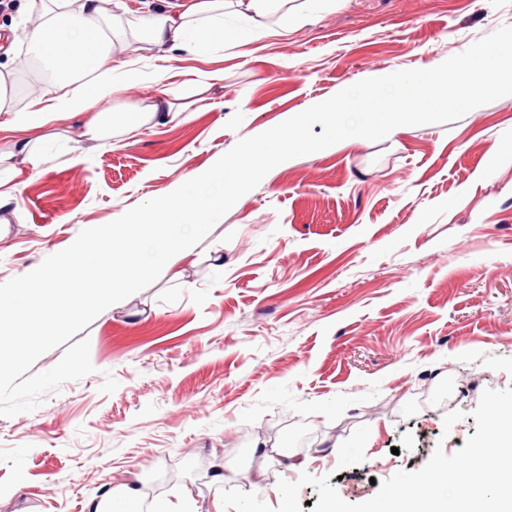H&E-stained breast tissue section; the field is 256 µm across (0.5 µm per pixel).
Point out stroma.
I'll return each instance as SVG.
<instances>
[{
    "label": "stroma",
    "mask_w": 512,
    "mask_h": 512,
    "mask_svg": "<svg viewBox=\"0 0 512 512\" xmlns=\"http://www.w3.org/2000/svg\"><path fill=\"white\" fill-rule=\"evenodd\" d=\"M218 49L131 42L141 77L105 107L166 96L183 118L53 129L73 150L0 198V283L379 71L424 69L512 25V0H288ZM24 0L0 7L16 107L38 66ZM224 80L200 93L198 72ZM93 373L0 417V512H88L135 487L139 512H225L221 489L278 506L279 479L327 476L351 504L475 434L484 390L512 386V95L289 159L150 286L83 331ZM464 412L451 430L443 416Z\"/></svg>",
    "instance_id": "35a3bbf8"
}]
</instances>
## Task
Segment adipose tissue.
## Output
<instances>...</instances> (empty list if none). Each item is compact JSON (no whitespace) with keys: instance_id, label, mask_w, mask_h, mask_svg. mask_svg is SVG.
Here are the masks:
<instances>
[{"instance_id":"obj_1","label":"adipose tissue","mask_w":512,"mask_h":512,"mask_svg":"<svg viewBox=\"0 0 512 512\" xmlns=\"http://www.w3.org/2000/svg\"><path fill=\"white\" fill-rule=\"evenodd\" d=\"M288 0H158L156 11L141 14L137 33L158 48L177 46L195 51L206 46L212 31L223 29L224 9L256 20L271 16ZM35 19L28 52L49 69L43 93L34 95L26 107L15 108L11 73L0 72V112L12 115L15 127L25 135L9 151H0V187L18 176L11 159L38 169L44 162L39 149L49 113L87 114L84 135L98 140L112 129L110 109H95L96 97L120 89L118 74L130 66L118 59L115 46L125 38L121 16L128 8L123 0H30Z\"/></svg>"}]
</instances>
